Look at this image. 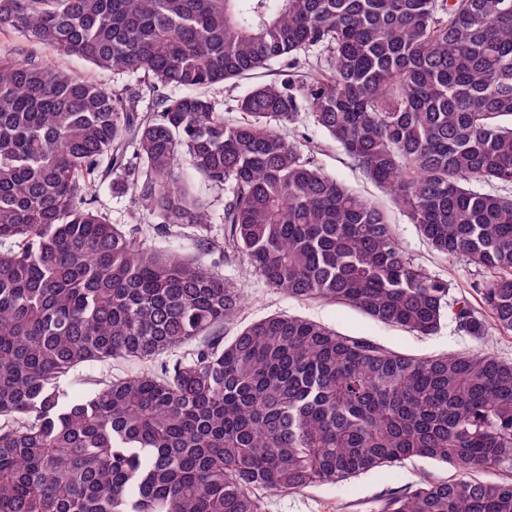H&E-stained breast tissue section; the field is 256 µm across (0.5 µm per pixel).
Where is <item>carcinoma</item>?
Returning <instances> with one entry per match:
<instances>
[{"mask_svg":"<svg viewBox=\"0 0 512 512\" xmlns=\"http://www.w3.org/2000/svg\"><path fill=\"white\" fill-rule=\"evenodd\" d=\"M6 29L143 74L156 111L0 58V512H266L272 493L411 458L458 476L375 512H512L511 361L410 355L288 315L226 341L242 298L224 275L93 207L114 175L154 234L190 229L292 297L417 336L447 318L477 340L512 333V195L470 187H512V0H0ZM311 48L328 69L288 73ZM274 64L235 122L199 93ZM302 112L435 251L484 273L482 308L450 300L386 213L308 157ZM197 178L227 191L217 224ZM114 359L141 368L87 398L60 390Z\"/></svg>","mask_w":512,"mask_h":512,"instance_id":"cac0c4a2","label":"carcinoma"}]
</instances>
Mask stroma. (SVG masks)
Returning a JSON list of instances; mask_svg holds the SVG:
<instances>
[{"label": "stroma", "instance_id": "stroma-1", "mask_svg": "<svg viewBox=\"0 0 512 512\" xmlns=\"http://www.w3.org/2000/svg\"><path fill=\"white\" fill-rule=\"evenodd\" d=\"M22 51H31L37 57L51 59L58 66L110 92L135 87L141 82L140 76L101 70L84 60L67 57L29 42L16 31L0 32V57H11ZM274 77V72L262 70L244 79L207 88L205 94L223 109L226 120L233 121L238 117L234 110L237 99L254 85ZM295 128L305 133L313 143L312 157L317 165L386 211L403 247L416 262L432 274L448 280L453 295L465 294L472 303H479L480 298L471 290L470 285L481 279V271L465 260H451L434 252L390 197L373 184L321 129L314 126L309 114H300ZM97 195L99 210L106 213L113 223L130 224L138 221L145 225L151 224V217L140 210L132 195L123 191L115 179L110 178L100 183ZM221 270L226 281L238 289L244 300L237 321L224 327V334L228 337L234 336L241 325L268 315L283 314L310 319L347 335L365 336L390 349L417 356L465 352L481 347L499 357L512 360V333H496L482 343L460 333L454 322L448 320L442 323L434 335L415 336L402 329L374 322L345 305L300 300L288 293L268 288L253 273L247 261L222 265ZM138 368V363L126 360L84 364L63 378L61 386L68 394L85 396L92 392L95 382L122 377L136 372ZM454 475V469L445 464L431 460H411L387 471L362 474L339 484H322L300 493L272 494L268 498L267 512H370L371 502L387 489L412 485L424 476L448 480Z\"/></svg>", "mask_w": 512, "mask_h": 512}]
</instances>
